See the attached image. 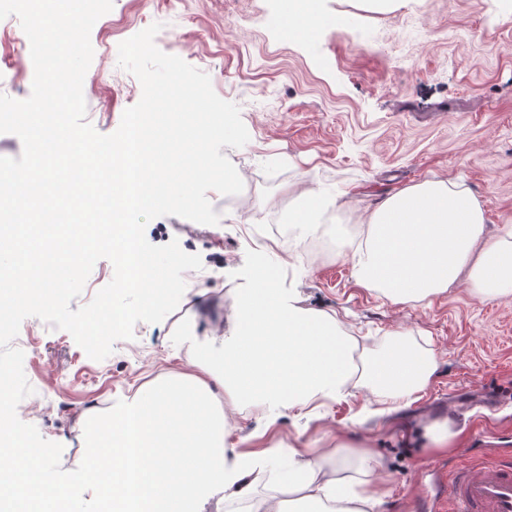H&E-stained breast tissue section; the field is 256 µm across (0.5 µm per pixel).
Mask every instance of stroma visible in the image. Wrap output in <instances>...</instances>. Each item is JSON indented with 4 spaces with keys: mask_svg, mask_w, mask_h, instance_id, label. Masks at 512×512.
Segmentation results:
<instances>
[{
    "mask_svg": "<svg viewBox=\"0 0 512 512\" xmlns=\"http://www.w3.org/2000/svg\"><path fill=\"white\" fill-rule=\"evenodd\" d=\"M122 3L123 13L99 19L90 34L87 121L111 134L140 100V82L118 65V46L161 23L156 46L208 74L215 93L240 109L250 140L222 153L251 205L241 209L211 191L219 225L171 215L147 224L146 238L161 223L183 251L200 255L201 269L183 274L196 295L161 322L137 323L133 339L115 342L104 360L89 358L67 331L23 320L39 339L38 356H25L23 368L63 410L35 422L44 439L62 445V470L82 458L76 415L187 370L190 351L174 342L179 326L201 304L210 315L227 314L251 286L258 256L282 242L281 287L357 339L351 370L364 372L392 343L433 353L438 368L405 409L359 389L313 416L289 411L272 426L262 408L237 414L227 447L325 448L341 437L373 448L389 489L379 512H414L431 468L511 450L512 296L482 301L464 284L422 303H390L356 284L350 257L335 255L332 231L364 222L387 196L428 180L462 182L484 211L486 235L512 225V0H392L383 11L363 0H319L327 25L311 34L278 28L268 0H187L176 11L165 0ZM315 194L334 207L303 235L280 231V213ZM445 420L457 446L427 451L425 427ZM272 486L283 512H298L276 469L235 496V512H253Z\"/></svg>",
    "mask_w": 512,
    "mask_h": 512,
    "instance_id": "1",
    "label": "stroma"
}]
</instances>
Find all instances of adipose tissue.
<instances>
[{
  "label": "adipose tissue",
  "mask_w": 512,
  "mask_h": 512,
  "mask_svg": "<svg viewBox=\"0 0 512 512\" xmlns=\"http://www.w3.org/2000/svg\"><path fill=\"white\" fill-rule=\"evenodd\" d=\"M485 217L461 183L426 181L372 210L352 256L358 285L391 302L424 301L469 283L480 299L512 296V229L484 236ZM281 256L257 262L252 287L233 301L226 320L190 321L181 343L193 352V373L174 372L139 387L105 410L79 418L83 438L79 483L49 466L28 495L68 499L83 512H205L222 492H247L245 453L226 445L227 415L266 407L271 417L352 397L347 369L355 339L334 318L307 313L277 276ZM436 371L432 355L386 351L372 364L388 402L407 406ZM351 452L355 473L321 478L324 465ZM286 473L301 499L319 512H378L389 491L371 449H304L276 443L263 451Z\"/></svg>",
  "instance_id": "adipose-tissue-1"
}]
</instances>
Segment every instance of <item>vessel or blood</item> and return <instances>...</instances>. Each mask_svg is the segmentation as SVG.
<instances>
[{
  "label": "vessel or blood",
  "mask_w": 512,
  "mask_h": 512,
  "mask_svg": "<svg viewBox=\"0 0 512 512\" xmlns=\"http://www.w3.org/2000/svg\"><path fill=\"white\" fill-rule=\"evenodd\" d=\"M438 512H512V454L486 452L445 474Z\"/></svg>",
  "instance_id": "obj_1"
}]
</instances>
